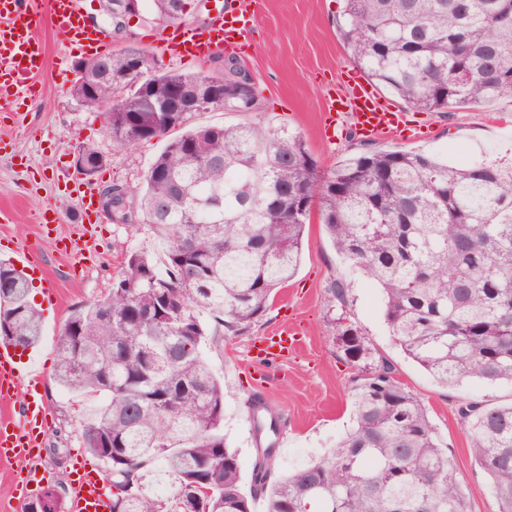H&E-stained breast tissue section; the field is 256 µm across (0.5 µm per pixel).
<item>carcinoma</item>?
Here are the masks:
<instances>
[{"label": "carcinoma", "instance_id": "1", "mask_svg": "<svg viewBox=\"0 0 512 512\" xmlns=\"http://www.w3.org/2000/svg\"><path fill=\"white\" fill-rule=\"evenodd\" d=\"M339 36L375 85L421 112L478 107L512 95V0H342ZM153 72L146 96L123 85L130 59ZM227 58L224 106L254 112ZM99 77L76 105L112 103V144L165 137L138 208L162 256L127 255L108 294L77 306L58 338L55 381L105 404L82 425L102 458L112 512H252L259 495L279 512H471L456 462L422 403L394 377L341 311L333 318L354 426L311 465L278 481L259 450L250 494L224 439V387L202 354L206 336L238 335L295 276L304 227L318 211L337 254L384 295L403 351L446 387L512 383V161L452 166L419 152L367 148L322 170L302 136L259 121L186 128L190 102L213 91L204 74L149 61L130 47L82 63ZM179 112H165L170 87ZM349 284L327 286L345 306ZM43 332L29 280L0 260V342L27 349ZM458 415L490 481L494 512H512V402L464 401ZM174 479L166 497L148 476Z\"/></svg>", "mask_w": 512, "mask_h": 512}]
</instances>
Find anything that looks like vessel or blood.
Instances as JSON below:
<instances>
[{
    "label": "vessel or blood",
    "mask_w": 512,
    "mask_h": 512,
    "mask_svg": "<svg viewBox=\"0 0 512 512\" xmlns=\"http://www.w3.org/2000/svg\"><path fill=\"white\" fill-rule=\"evenodd\" d=\"M254 0H224L207 28L175 26L165 39L164 48L179 58L199 60L214 49L238 51L246 32L256 20ZM50 25L65 45L79 44L93 56L109 45L104 27L88 24L80 0H0V112L19 114L27 101L44 92L41 75L47 54L40 36L43 25ZM352 117L356 132L363 138H399L406 122L369 81L350 75L342 89L328 98L321 115L323 129H331L344 117ZM74 208L81 222L93 224L104 217L101 189L79 184ZM291 329L284 328L258 344L257 358L275 363L287 357ZM42 375L31 364L20 363L14 349L0 345V402L11 404L13 415L0 417V457L27 464L25 483L36 480L30 461L38 455L47 429ZM111 503L97 474L78 476L67 512H109Z\"/></svg>",
    "instance_id": "b4317fda"
}]
</instances>
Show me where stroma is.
I'll return each mask as SVG.
<instances>
[{"mask_svg": "<svg viewBox=\"0 0 512 512\" xmlns=\"http://www.w3.org/2000/svg\"><path fill=\"white\" fill-rule=\"evenodd\" d=\"M257 21L249 45L238 62L251 74L258 90L260 112H197L192 123L234 124L263 118L300 134L318 166L330 168L364 146L349 133L327 140L320 132L319 115L326 106L327 90L335 88L342 68L354 62L337 28L339 0H257ZM170 22L159 19L152 0H138V11L127 28L111 37L112 50L134 45L162 59L169 68L185 73L214 75L220 59L200 62L179 59L155 49L156 38L168 33ZM43 75L46 92L22 108L17 122H6L0 135L9 141L0 150V207L13 220L0 223V258L15 260L17 244L28 245L41 269L32 278V297L44 316L43 335L25 350L44 374L48 428L39 451L41 490H57L69 498L78 461L89 460L81 439V424L99 405V398L72 393L54 380L60 330L74 307L105 295L122 272L124 258L135 250L155 251L156 239L142 220L122 224H79L62 190L67 175L75 173V156L82 146L105 157L93 181L100 188L117 184L131 198H139L150 162L162 148L150 139L129 149L115 148L98 113L75 108L69 97L77 65L84 56L64 51L49 28ZM421 137L376 140L381 150L402 149L428 153L452 165H468L512 154V96H504L478 109L447 114L406 108ZM58 208L57 232L84 236L93 246L94 259L75 263L57 252L34 221L36 211ZM334 278L350 282L346 312L378 355L394 367L395 377L427 408L441 440L456 459V477L470 499L472 512H494L487 475L474 463L457 414L461 401H503L512 398L508 382L488 386L465 382L452 389L438 384L396 344L384 319L383 296L374 284L355 273L337 257L321 225L311 224L299 269L288 286L278 291L273 305L242 335L207 337L202 353L224 385V439L239 454L243 481H250L255 461L253 424L248 398L264 391L266 400L287 419L288 441L273 462V477L304 468L334 448L351 425L348 388L354 367L341 360L336 328L327 301L326 285ZM297 326L304 341L298 351L276 364H255L248 356L253 345L273 335L283 324Z\"/></svg>", "mask_w": 512, "mask_h": 512, "instance_id": "stroma-1", "label": "stroma"}]
</instances>
